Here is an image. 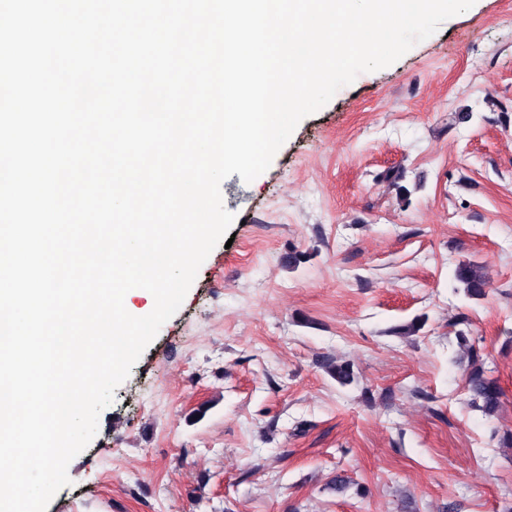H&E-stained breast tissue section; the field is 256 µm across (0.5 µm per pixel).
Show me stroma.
Returning <instances> with one entry per match:
<instances>
[{"instance_id":"35a3bbf8","label":"stroma","mask_w":512,"mask_h":512,"mask_svg":"<svg viewBox=\"0 0 512 512\" xmlns=\"http://www.w3.org/2000/svg\"><path fill=\"white\" fill-rule=\"evenodd\" d=\"M221 193L232 245L47 512H512V0H476L360 74ZM462 261L484 298L459 290ZM471 348L503 390L491 417L470 401ZM454 278L460 284L465 297L481 299L485 296L488 281L482 269L471 262H461L454 270Z\"/></svg>"}]
</instances>
